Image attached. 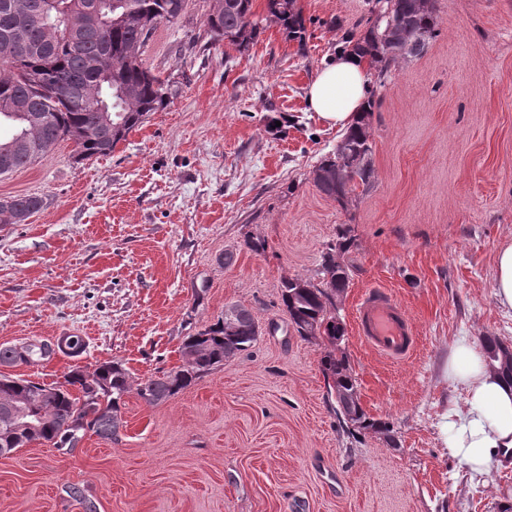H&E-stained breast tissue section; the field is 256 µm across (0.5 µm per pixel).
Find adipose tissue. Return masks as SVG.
<instances>
[{
  "mask_svg": "<svg viewBox=\"0 0 512 512\" xmlns=\"http://www.w3.org/2000/svg\"><path fill=\"white\" fill-rule=\"evenodd\" d=\"M370 78L367 60L350 52L330 58L307 88L316 119L330 129L350 127L366 104ZM448 382L464 393L463 407L448 412V451L471 474H484L495 458L512 450V382L491 368L466 336L452 345Z\"/></svg>",
  "mask_w": 512,
  "mask_h": 512,
  "instance_id": "obj_1",
  "label": "adipose tissue"
}]
</instances>
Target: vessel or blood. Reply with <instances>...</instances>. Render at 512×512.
Here are the masks:
<instances>
[{
    "label": "vessel or blood",
    "instance_id": "1",
    "mask_svg": "<svg viewBox=\"0 0 512 512\" xmlns=\"http://www.w3.org/2000/svg\"><path fill=\"white\" fill-rule=\"evenodd\" d=\"M358 333L374 349L400 359L413 352L416 338L409 317L386 292L366 293L356 308Z\"/></svg>",
    "mask_w": 512,
    "mask_h": 512
}]
</instances>
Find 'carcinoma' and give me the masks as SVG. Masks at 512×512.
Returning a JSON list of instances; mask_svg holds the SVG:
<instances>
[{
    "label": "carcinoma",
    "instance_id": "obj_1",
    "mask_svg": "<svg viewBox=\"0 0 512 512\" xmlns=\"http://www.w3.org/2000/svg\"><path fill=\"white\" fill-rule=\"evenodd\" d=\"M389 20L377 25L368 17L352 32V49L386 76L424 51L437 34L436 0H387ZM188 0H0V176L34 164L63 140L72 141L81 160L110 155L152 112L167 107L171 84L144 67L142 52L162 23L174 24ZM269 20L289 40L303 42L305 20L297 0H267ZM37 19L30 24L27 18ZM205 26L214 42L238 52L249 50L261 33L253 0H210ZM376 107L369 91L368 107L341 135L336 151L322 157L313 178L324 195L348 203L356 182L372 184L370 121ZM24 221L43 200L33 195L0 199ZM353 239L343 232L327 244L320 274L323 284L295 277L281 283V301L298 336L309 331L329 349L322 371L334 396L336 412L353 427L351 433L391 432L389 423L371 417L362 407L359 383L336 340L344 329L335 297L349 287L350 268L336 261ZM232 332L224 318L182 338V364L137 385V394L153 405L165 402L196 379L247 351L261 334L252 311L240 304ZM492 367L512 379V351L483 337ZM26 364L51 358V346L34 341ZM130 375L119 362L92 370H73L62 382L45 384L19 375L0 374V448L49 444L69 452L88 432L117 440L124 427L121 406L131 391Z\"/></svg>",
    "mask_w": 512,
    "mask_h": 512
}]
</instances>
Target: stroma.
<instances>
[{
  "label": "stroma",
  "mask_w": 512,
  "mask_h": 512,
  "mask_svg": "<svg viewBox=\"0 0 512 512\" xmlns=\"http://www.w3.org/2000/svg\"><path fill=\"white\" fill-rule=\"evenodd\" d=\"M304 42L263 27L248 51L213 43L209 0H189L146 44L145 67L173 81L168 107L111 155L78 160L63 141L0 177V197L42 209L0 224V343L79 336L62 355L16 373L52 382L122 362L131 383L177 367L186 322L204 327L229 303L262 333L248 352L167 402L125 396L119 442L87 434L69 454L33 443L0 456V512H500L512 462L473 476L448 453L456 337L512 347V310L494 296L498 249L512 243V0H437L440 34L376 91L375 180L348 206L312 171L340 138L306 91L371 0H297ZM348 288L336 300L341 349L363 408L391 436H353L327 399L325 345L290 328L284 279L321 282L338 234ZM262 242L251 250L249 240ZM409 316L415 351L372 349L355 312L370 290ZM1 200L8 204L7 206L12 216H20V221L30 218L43 206V200L40 197L29 194L4 196V198H0V209L2 205H4V203H1Z\"/></svg>",
  "instance_id": "35a3bbf8"
}]
</instances>
